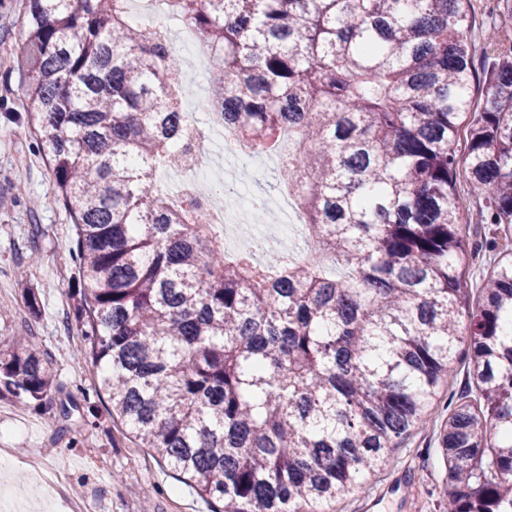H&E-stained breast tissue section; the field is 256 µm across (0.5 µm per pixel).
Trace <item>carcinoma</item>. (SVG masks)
<instances>
[{"instance_id": "carcinoma-1", "label": "carcinoma", "mask_w": 512, "mask_h": 512, "mask_svg": "<svg viewBox=\"0 0 512 512\" xmlns=\"http://www.w3.org/2000/svg\"><path fill=\"white\" fill-rule=\"evenodd\" d=\"M12 2L31 132L74 228L75 360L138 447L210 512H303L358 493L446 398L445 512H512V39L490 43L461 157L470 0H175L216 65L204 110L256 153L296 140L279 177L310 255L228 261L201 202L154 186L185 139L161 36L123 0ZM484 253L472 308L463 274ZM25 342L0 351V400L39 407L57 385ZM79 409L60 401L61 432ZM461 184H460V194L464 197L465 206L470 208V213H473L474 215V221L470 227H467L464 229V233L467 236H470V238L474 242H480L483 240L484 235L489 236L488 234V227L485 225L475 224L476 220V213L478 210H480V206L483 205L482 201L479 203L478 199L472 196H468L467 194V186L465 184V181L462 179V172L460 176Z\"/></svg>"}]
</instances>
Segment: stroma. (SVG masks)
<instances>
[{
    "instance_id": "obj_1",
    "label": "stroma",
    "mask_w": 512,
    "mask_h": 512,
    "mask_svg": "<svg viewBox=\"0 0 512 512\" xmlns=\"http://www.w3.org/2000/svg\"><path fill=\"white\" fill-rule=\"evenodd\" d=\"M469 38L472 66L483 72L486 36L497 25L512 34V21L498 14L497 0H471ZM20 20L0 6V349L16 337L47 354L57 398L85 395L95 426L72 427L57 439L54 409L0 402V474L8 494L30 503L48 500L47 488L18 469L35 461L63 469L68 496L92 503L94 512H209L207 504L147 449L137 447L121 422L112 420L95 394L98 376L90 364L73 357L80 343L73 326L69 294L73 272L72 224L57 197L46 159L28 128L24 73L14 52ZM24 278H17L19 265ZM35 288L40 301L30 317L22 286ZM444 464L431 430L414 432L396 449L393 462L369 482L367 492L337 504L336 512H442ZM49 501V500H48Z\"/></svg>"
}]
</instances>
